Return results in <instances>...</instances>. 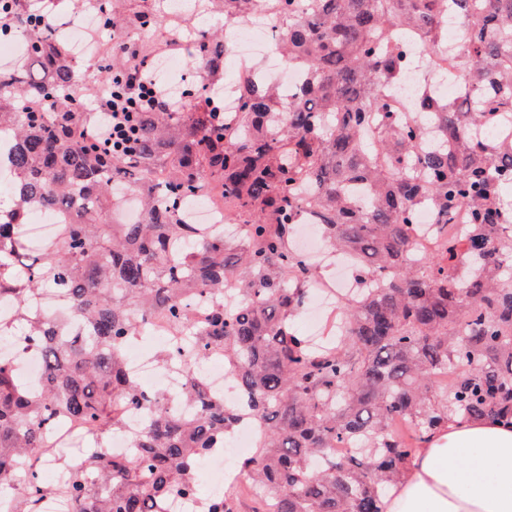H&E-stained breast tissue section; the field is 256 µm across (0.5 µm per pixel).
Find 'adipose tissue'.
<instances>
[{
	"instance_id": "ef3b65f1",
	"label": "adipose tissue",
	"mask_w": 512,
	"mask_h": 512,
	"mask_svg": "<svg viewBox=\"0 0 512 512\" xmlns=\"http://www.w3.org/2000/svg\"><path fill=\"white\" fill-rule=\"evenodd\" d=\"M385 512H512V427L450 419L390 487Z\"/></svg>"
}]
</instances>
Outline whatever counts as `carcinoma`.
Here are the masks:
<instances>
[{"label":"carcinoma","instance_id":"cac0c4a2","mask_svg":"<svg viewBox=\"0 0 512 512\" xmlns=\"http://www.w3.org/2000/svg\"><path fill=\"white\" fill-rule=\"evenodd\" d=\"M107 30L153 27L163 0H79ZM260 0H208L211 13L246 18ZM278 47L313 79L284 103L260 76L237 85L239 111L216 126L207 88L177 108L139 112L134 150L90 146L83 91L58 17L31 0H0V31L25 27L29 57L0 73V135L14 186L0 208V297L16 299L0 340L40 348L45 379L34 389L0 357V486L17 483L18 512H38L52 493L40 480L48 432L75 423L106 436L124 430L123 409L153 406L127 458L76 439L88 469L68 486L71 512H167L171 493L197 492L201 460L243 424L263 429L245 458L253 512H383L417 448L452 417L512 424V139L483 136L486 115L512 109V0H284ZM450 9L471 26L457 55L443 52ZM405 37L426 40L441 73L477 89L462 113L428 80L419 118L387 99L406 65ZM119 51L99 67L101 94H132L130 62L154 44ZM229 46L194 40L196 70L217 81ZM433 128L426 146L419 125ZM135 195L140 216L112 223ZM205 194L240 235L205 237L177 202ZM322 221L332 249L355 262L365 284L344 303L345 332L323 349L293 324L316 279L288 241L298 213ZM50 209L58 230L35 248L19 237L31 212ZM440 238L416 248L418 215ZM238 281L240 303L196 315L191 298ZM70 300L64 315L27 303L38 292ZM164 319L198 358L224 355L240 393L227 406L191 379L193 417L170 414L128 370L124 348ZM87 326L72 336L70 321ZM344 444L350 454L338 459Z\"/></svg>","mask_w":512,"mask_h":512}]
</instances>
